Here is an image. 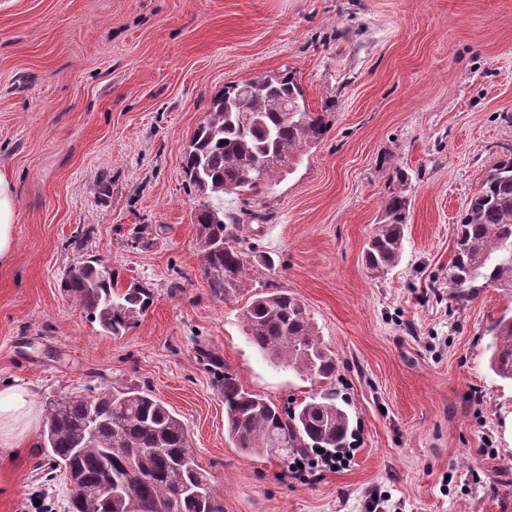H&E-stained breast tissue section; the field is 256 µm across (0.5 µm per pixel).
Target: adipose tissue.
Wrapping results in <instances>:
<instances>
[{"instance_id":"1","label":"adipose tissue","mask_w":512,"mask_h":512,"mask_svg":"<svg viewBox=\"0 0 512 512\" xmlns=\"http://www.w3.org/2000/svg\"><path fill=\"white\" fill-rule=\"evenodd\" d=\"M16 217L15 187L0 175V261L8 260L14 251ZM40 417L41 410L27 386H0V450L28 446L29 433Z\"/></svg>"}]
</instances>
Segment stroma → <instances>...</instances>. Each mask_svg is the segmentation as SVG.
Masks as SVG:
<instances>
[{
  "label": "stroma",
  "instance_id": "obj_1",
  "mask_svg": "<svg viewBox=\"0 0 512 512\" xmlns=\"http://www.w3.org/2000/svg\"><path fill=\"white\" fill-rule=\"evenodd\" d=\"M289 70L327 132L249 207L241 288L201 271L182 160L226 85ZM512 158V0H0V174L17 189L16 247L0 264V385L38 404L125 384L186 425L224 512H512V381L489 329L512 288L448 286L460 218ZM412 199L387 272L364 248L385 198ZM149 225V244L133 231ZM94 255L153 288L118 336L63 291ZM279 288L336 356L311 382L248 341L241 308ZM217 353L248 390L293 408L336 393L354 435L337 465L301 471L229 439ZM43 456L0 451V512L39 500Z\"/></svg>",
  "mask_w": 512,
  "mask_h": 512
}]
</instances>
